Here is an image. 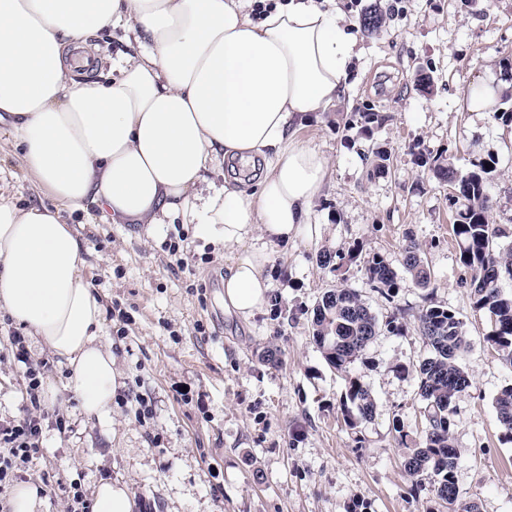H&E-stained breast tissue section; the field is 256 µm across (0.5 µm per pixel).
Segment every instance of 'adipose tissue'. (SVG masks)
Segmentation results:
<instances>
[{
  "instance_id": "obj_1",
  "label": "adipose tissue",
  "mask_w": 512,
  "mask_h": 512,
  "mask_svg": "<svg viewBox=\"0 0 512 512\" xmlns=\"http://www.w3.org/2000/svg\"><path fill=\"white\" fill-rule=\"evenodd\" d=\"M0 0V123L47 202L0 201V310L71 370L88 417L112 420L124 385L102 342L104 305L63 212L98 205L146 234L186 217L240 247L224 308L260 310L270 249L297 238L329 160L295 135L338 99L358 55L353 24L322 0ZM123 27L134 45L105 81H79L87 40ZM229 166L223 185L207 179Z\"/></svg>"
}]
</instances>
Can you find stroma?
<instances>
[{
  "label": "stroma",
  "instance_id": "1",
  "mask_svg": "<svg viewBox=\"0 0 512 512\" xmlns=\"http://www.w3.org/2000/svg\"><path fill=\"white\" fill-rule=\"evenodd\" d=\"M374 3L384 21L359 30L361 53L343 93L296 133L330 159L311 207L316 232L274 247L270 300L252 318L224 310L221 284L236 249L195 238L189 225L149 239L141 225L103 220L95 207L66 214L86 243L83 272L105 305V340L124 386L112 399L111 425L87 419L66 388L67 363L27 338L32 364H48L42 382L57 390L44 408L66 425L62 433L47 429L42 453L23 473L41 488L38 512H69L74 487L90 498L107 479L129 485L137 512H430L435 498L410 494L390 432L396 418L414 435L424 428L412 371L423 339L411 328L384 331L347 371L332 368L313 342L311 318L322 294L340 285L358 290L383 320L430 298L464 321L462 365L472 385L454 402V479L480 512H512V443L502 441L493 406L512 385V367L485 340L488 315L472 307L448 186L415 161L440 154L467 169L494 156L489 221L512 225V124L469 109L471 91L495 85L496 112L512 110V0H334L355 22ZM423 76L429 85L420 84ZM352 112H375L383 122L368 137L346 126ZM376 147L391 162L372 176ZM40 196L1 128L0 199L24 206ZM408 231L431 269L430 288L400 270ZM172 243L187 266L172 263ZM352 247L399 268L394 301L371 288L362 264L337 272L317 261L320 251ZM17 330L0 311L2 420L27 404L10 345ZM270 344L282 352L275 368L259 360ZM352 377L376 401L372 419L354 430L342 406Z\"/></svg>",
  "mask_w": 512,
  "mask_h": 512
}]
</instances>
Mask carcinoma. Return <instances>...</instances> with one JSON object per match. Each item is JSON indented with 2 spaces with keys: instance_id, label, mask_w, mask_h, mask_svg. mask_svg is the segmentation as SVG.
Wrapping results in <instances>:
<instances>
[{
  "instance_id": "1",
  "label": "carcinoma",
  "mask_w": 512,
  "mask_h": 512,
  "mask_svg": "<svg viewBox=\"0 0 512 512\" xmlns=\"http://www.w3.org/2000/svg\"><path fill=\"white\" fill-rule=\"evenodd\" d=\"M374 122L375 113L354 112L345 125L357 123L368 136ZM419 161L430 167L440 181L455 187L453 198L460 202V208L452 230L460 262L469 275L472 305L492 318L494 325L486 341L512 366V291L505 290L503 285L504 279L512 280V249L504 252L499 246V239L512 237V230L490 223L488 215L487 188L497 161L493 156L483 158L465 171L456 169L441 154L422 155ZM318 261L323 266L333 265L336 271L360 261L375 291L390 303L397 294L398 274L378 253L363 258L357 248L336 255L322 251ZM402 266L418 285L430 287V268L409 231L402 244ZM311 326L313 340L326 362L337 370H345L363 355L381 331L400 335L405 323L396 313L380 322L356 289L341 286L323 293L313 309ZM413 327L428 347L416 369L419 393L425 402V428L422 438L414 441L408 439L399 420L393 421L398 442L405 448L403 468L413 492L428 486L442 507L455 505L459 512H479L476 502L459 500L460 492L454 481L458 451L452 437L453 401L472 385L461 364L468 347L465 323L454 311L429 304L413 315ZM343 406L345 423L354 429L361 421L373 417L375 398L360 379L352 378ZM494 407L504 440L512 442V385L498 392Z\"/></svg>"
}]
</instances>
